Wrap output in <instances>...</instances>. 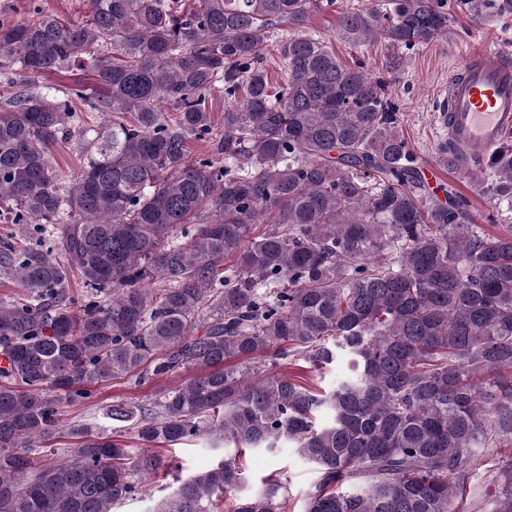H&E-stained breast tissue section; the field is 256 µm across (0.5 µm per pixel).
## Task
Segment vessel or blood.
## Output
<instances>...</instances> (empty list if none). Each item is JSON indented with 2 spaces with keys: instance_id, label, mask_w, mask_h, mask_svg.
Here are the masks:
<instances>
[{
  "instance_id": "obj_1",
  "label": "vessel or blood",
  "mask_w": 512,
  "mask_h": 512,
  "mask_svg": "<svg viewBox=\"0 0 512 512\" xmlns=\"http://www.w3.org/2000/svg\"><path fill=\"white\" fill-rule=\"evenodd\" d=\"M438 120L454 144L458 165L468 168L512 132V52H468L448 82Z\"/></svg>"
}]
</instances>
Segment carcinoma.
Returning <instances> with one entry per match:
<instances>
[{"instance_id": "1", "label": "carcinoma", "mask_w": 512, "mask_h": 512, "mask_svg": "<svg viewBox=\"0 0 512 512\" xmlns=\"http://www.w3.org/2000/svg\"><path fill=\"white\" fill-rule=\"evenodd\" d=\"M88 5L78 24L41 7L0 23V69L91 74L58 101L0 90V216L59 225L53 248L0 239V271L24 290L0 300V512H113L147 494L162 457L69 422L61 404L182 369L195 376L150 407L103 414L145 447L202 439L224 454L150 512H288L276 479L236 496L230 452L285 442L321 474L306 512H456L476 450L512 447V207L488 217L503 228L489 234L453 187L429 192L390 81L306 30L335 0ZM456 11L509 17L512 0L353 3L339 36L396 50L392 70ZM282 23L275 91L264 55ZM75 101L112 121L62 185L49 155ZM193 140L211 154L190 156ZM473 180L512 201V144ZM74 272L83 298L67 288ZM272 349L313 369L341 357L349 373L316 394L258 373ZM62 435L76 443L61 453ZM495 481L487 512H512V459Z\"/></svg>"}]
</instances>
